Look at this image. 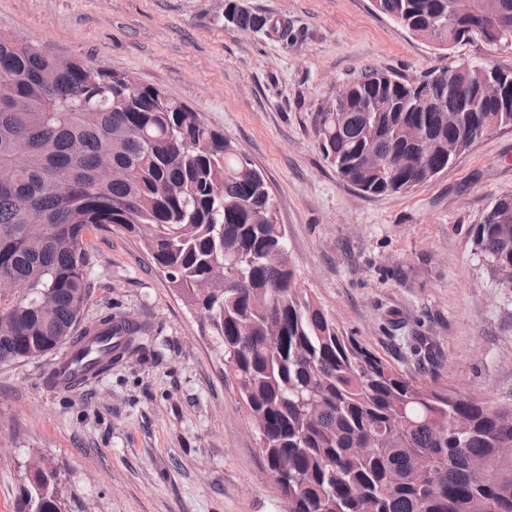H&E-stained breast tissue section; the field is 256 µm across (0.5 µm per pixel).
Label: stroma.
I'll return each mask as SVG.
<instances>
[{"label": "stroma", "instance_id": "35a3bbf8", "mask_svg": "<svg viewBox=\"0 0 512 512\" xmlns=\"http://www.w3.org/2000/svg\"><path fill=\"white\" fill-rule=\"evenodd\" d=\"M237 2L268 28L228 23L226 0H0V33L201 112L267 178L303 289L345 332L404 375L512 403V288L473 246L492 202L512 195V131L410 192L368 196L337 176L313 128L363 67L407 80L462 61L512 68V45L443 51L372 0ZM85 241L82 325L121 314L145 329L120 362L69 389L48 379L60 351L0 363V512H17L37 464L63 512H284L197 311L139 238L100 227Z\"/></svg>", "mask_w": 512, "mask_h": 512}]
</instances>
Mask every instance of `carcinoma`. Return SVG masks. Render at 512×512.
I'll list each match as a JSON object with an SVG mask.
<instances>
[{
	"instance_id": "1",
	"label": "carcinoma",
	"mask_w": 512,
	"mask_h": 512,
	"mask_svg": "<svg viewBox=\"0 0 512 512\" xmlns=\"http://www.w3.org/2000/svg\"><path fill=\"white\" fill-rule=\"evenodd\" d=\"M479 0H373L375 10L440 50L484 33ZM229 23L265 17L231 8ZM486 64L457 63L419 80L370 69L346 84L313 125L324 158L373 196L406 193L459 154L512 130V74L499 101L482 97ZM378 152L396 160L379 170ZM114 226L152 261L218 340L225 376L257 420L259 452L288 512H512V403L462 395L400 373L348 335L300 288L265 177L200 112L159 87L90 59L60 58L36 39L0 34V363L64 345L79 382L118 362L142 326L111 315L80 327L91 285L84 237ZM493 271L512 266V196L474 232ZM49 293L55 306L38 307ZM279 337L272 344L269 337ZM484 460L476 474L469 459ZM53 474L34 469L32 512H60Z\"/></svg>"
}]
</instances>
